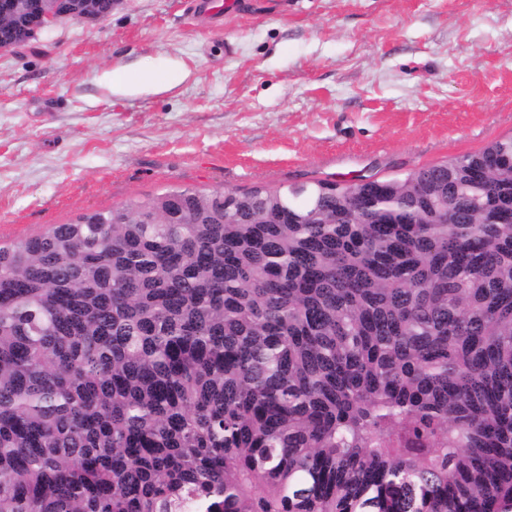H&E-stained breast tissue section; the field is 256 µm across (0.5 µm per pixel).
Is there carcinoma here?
Returning a JSON list of instances; mask_svg holds the SVG:
<instances>
[{
	"label": "carcinoma",
	"instance_id": "obj_1",
	"mask_svg": "<svg viewBox=\"0 0 512 512\" xmlns=\"http://www.w3.org/2000/svg\"><path fill=\"white\" fill-rule=\"evenodd\" d=\"M0 512H512V135L0 243Z\"/></svg>",
	"mask_w": 512,
	"mask_h": 512
}]
</instances>
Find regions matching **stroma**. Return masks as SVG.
Returning a JSON list of instances; mask_svg holds the SVG:
<instances>
[{"label": "stroma", "mask_w": 512, "mask_h": 512, "mask_svg": "<svg viewBox=\"0 0 512 512\" xmlns=\"http://www.w3.org/2000/svg\"><path fill=\"white\" fill-rule=\"evenodd\" d=\"M164 69L166 89L113 87ZM512 135V0H112L0 54V243L154 196L385 179ZM112 85L116 87H128L139 82H148L155 86H169L171 75L168 72L152 71L149 73L131 74L125 71H112Z\"/></svg>", "instance_id": "35a3bbf8"}]
</instances>
